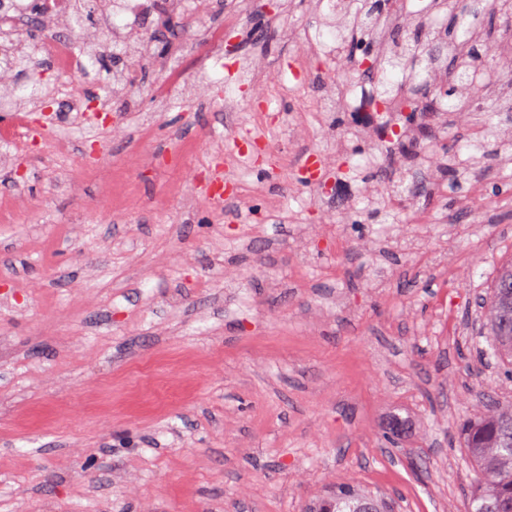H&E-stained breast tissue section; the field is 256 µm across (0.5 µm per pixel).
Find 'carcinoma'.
I'll use <instances>...</instances> for the list:
<instances>
[{"label": "carcinoma", "instance_id": "obj_1", "mask_svg": "<svg viewBox=\"0 0 512 512\" xmlns=\"http://www.w3.org/2000/svg\"><path fill=\"white\" fill-rule=\"evenodd\" d=\"M436 13L445 17L443 28L429 30L423 23L399 28L392 34L391 48L381 67L363 66L373 60L371 44L378 35L379 21L390 12L391 0H344L328 20L317 18L318 25L330 24L343 33L341 57L336 66L359 75L374 76L373 111L385 120L376 126V139L390 143L408 154L416 145L404 140L400 122L411 119L418 98L404 93L414 86L424 71L452 67L446 85L435 86V104L459 116L483 117L485 134L498 135V124L512 123V98L494 92V84L479 80L478 71L488 67L498 80L512 84V0H498L496 11L488 13L484 0H435ZM512 281V261L501 266L491 285L483 328L486 341L506 370L512 369V299L506 298L500 284ZM465 459L481 474L469 498V512H512V406H494L459 425ZM335 501V512H357L371 505L387 512L385 495L364 491L351 483L336 486L330 494L310 501L309 512H320L325 501Z\"/></svg>", "mask_w": 512, "mask_h": 512}]
</instances>
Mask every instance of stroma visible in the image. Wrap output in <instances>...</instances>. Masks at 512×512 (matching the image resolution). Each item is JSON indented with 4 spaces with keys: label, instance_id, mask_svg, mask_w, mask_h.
I'll return each instance as SVG.
<instances>
[{
    "label": "stroma",
    "instance_id": "1",
    "mask_svg": "<svg viewBox=\"0 0 512 512\" xmlns=\"http://www.w3.org/2000/svg\"><path fill=\"white\" fill-rule=\"evenodd\" d=\"M217 2L238 13L240 44L211 63L208 98L157 104V59L123 46L89 68L110 122L53 126L65 153L0 144V512H304L344 482L402 512H466L477 475L457 424L488 399L512 404L479 335V304L512 260V131L457 182L351 135L340 112L289 139L306 92L268 87L258 102L249 78L292 82L296 45L318 33L311 7L279 0L273 25ZM130 70L135 97L109 100ZM258 105L274 119L253 134L286 164L230 168L254 192L211 208L189 183L215 175ZM480 130L424 112L415 140ZM343 138L353 186L411 195L359 196L352 219L318 204L295 174L321 152L335 181Z\"/></svg>",
    "mask_w": 512,
    "mask_h": 512
}]
</instances>
